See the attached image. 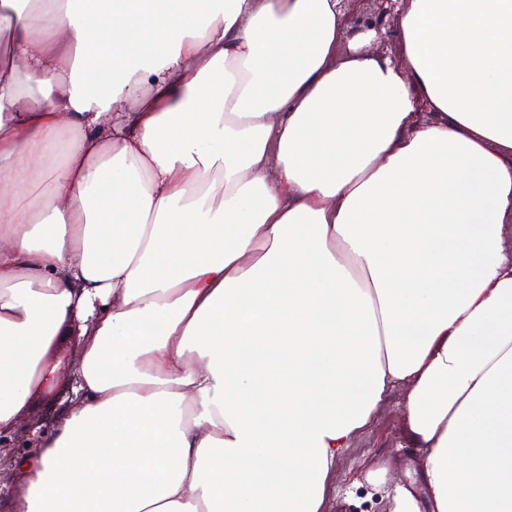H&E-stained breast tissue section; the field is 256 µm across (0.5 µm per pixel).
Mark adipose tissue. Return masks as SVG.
I'll use <instances>...</instances> for the list:
<instances>
[{"label":"adipose tissue","instance_id":"obj_1","mask_svg":"<svg viewBox=\"0 0 512 512\" xmlns=\"http://www.w3.org/2000/svg\"><path fill=\"white\" fill-rule=\"evenodd\" d=\"M0 0L9 512H323L393 396L421 485L512 512V0ZM400 2L379 0L375 3L366 0H352L344 18L347 33L352 36L361 31L379 29L375 38V49L381 56L398 60L400 58L397 25ZM77 379L76 372L72 370L64 378L60 388L50 396H40L34 401L29 414L23 424L10 433H1L0 443V512L9 511L5 504L12 492L8 479L7 466L11 459L24 455L36 447L37 435L35 426L48 422L54 411L63 401L69 402V389L71 383Z\"/></svg>","mask_w":512,"mask_h":512}]
</instances>
